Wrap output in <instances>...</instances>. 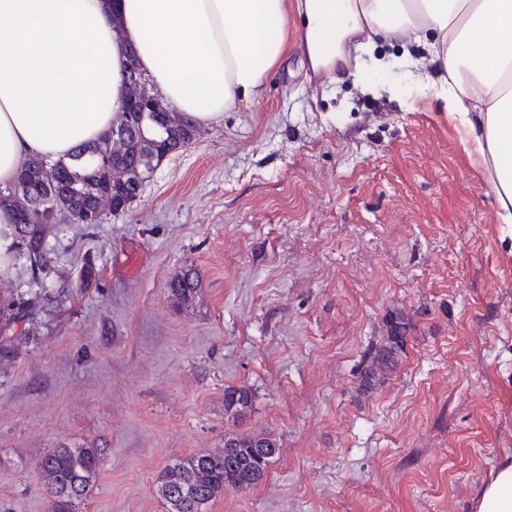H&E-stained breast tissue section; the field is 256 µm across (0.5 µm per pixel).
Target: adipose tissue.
Here are the masks:
<instances>
[{"label":"adipose tissue","instance_id":"adipose-tissue-1","mask_svg":"<svg viewBox=\"0 0 512 512\" xmlns=\"http://www.w3.org/2000/svg\"><path fill=\"white\" fill-rule=\"evenodd\" d=\"M316 74L358 75L372 35L421 46V77L479 160L512 224V0H0V188L23 158L94 142L124 105L128 55L194 125L257 102L290 19ZM476 512H512V465Z\"/></svg>","mask_w":512,"mask_h":512}]
</instances>
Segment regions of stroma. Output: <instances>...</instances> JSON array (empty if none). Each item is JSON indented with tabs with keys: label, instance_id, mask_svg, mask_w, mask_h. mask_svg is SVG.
Instances as JSON below:
<instances>
[{
	"label": "stroma",
	"instance_id": "1",
	"mask_svg": "<svg viewBox=\"0 0 512 512\" xmlns=\"http://www.w3.org/2000/svg\"><path fill=\"white\" fill-rule=\"evenodd\" d=\"M300 35L126 214L52 225L47 283L11 252L0 296L37 301L0 358V512H45L59 446L101 451L83 512H165L164 468L228 434L278 453L208 512H474L512 463V226L415 76L435 65L376 36L331 79ZM188 264L202 290L178 306ZM398 317L406 349L363 387Z\"/></svg>",
	"mask_w": 512,
	"mask_h": 512
}]
</instances>
